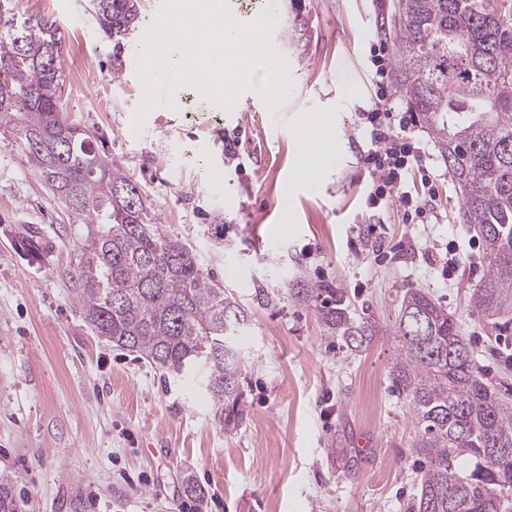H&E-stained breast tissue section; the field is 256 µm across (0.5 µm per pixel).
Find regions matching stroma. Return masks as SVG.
<instances>
[{"label":"stroma","mask_w":512,"mask_h":512,"mask_svg":"<svg viewBox=\"0 0 512 512\" xmlns=\"http://www.w3.org/2000/svg\"><path fill=\"white\" fill-rule=\"evenodd\" d=\"M393 2L281 0L269 44L290 63L285 102L270 110L243 94L237 123L183 86L134 131L141 32L116 64L89 0H18L61 33L67 110L138 183L160 232L246 310L235 339L248 410L221 426L199 387L92 332L75 300L89 227L0 131V471L16 476L22 512H408L424 472L411 451L419 427L390 370L411 288L440 302L479 369L512 387V324L492 328L471 303L484 250L468 245L476 234L457 218L461 197L425 126L415 135L437 174L434 223L367 200L359 114L376 100L370 49ZM307 147L333 159L311 183L298 177ZM296 279L345 288L379 336L342 349L314 308L289 301ZM188 475L203 500L185 496Z\"/></svg>","instance_id":"stroma-1"}]
</instances>
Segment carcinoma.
<instances>
[{
	"label": "carcinoma",
	"instance_id": "obj_1",
	"mask_svg": "<svg viewBox=\"0 0 512 512\" xmlns=\"http://www.w3.org/2000/svg\"><path fill=\"white\" fill-rule=\"evenodd\" d=\"M0 0V128L11 130L54 197L100 228L81 243L77 307L92 331L156 367L204 383L214 418L242 422L241 365L228 333L245 321L237 299L204 272L188 244L161 234L139 186L95 136L64 111L56 89L61 35ZM119 58L139 26V0H90ZM397 92L432 133L479 235L487 269L473 305L492 325L512 321V0H395L390 16ZM288 298L316 308L327 336L358 350L374 326L354 316L344 289L299 280ZM401 352L391 368L420 426L413 454L427 464L412 512H512V397L481 375L457 321L427 293L404 295ZM231 414L224 415V404ZM467 455L464 474L455 461ZM15 477L0 473V512H20Z\"/></svg>",
	"mask_w": 512,
	"mask_h": 512
}]
</instances>
